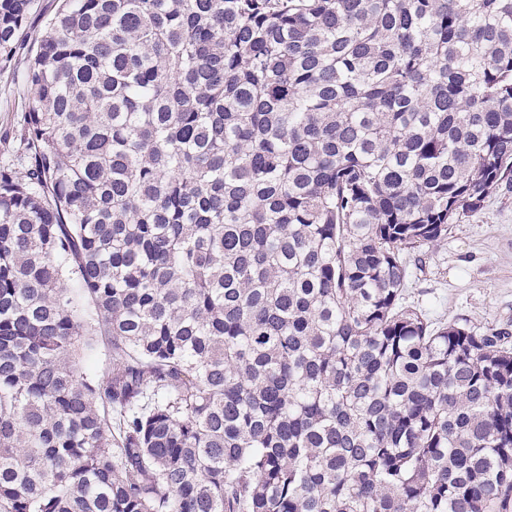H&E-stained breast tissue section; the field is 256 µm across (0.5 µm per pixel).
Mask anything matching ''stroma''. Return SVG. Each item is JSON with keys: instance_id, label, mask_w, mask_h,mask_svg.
<instances>
[{"instance_id": "obj_1", "label": "stroma", "mask_w": 512, "mask_h": 512, "mask_svg": "<svg viewBox=\"0 0 512 512\" xmlns=\"http://www.w3.org/2000/svg\"><path fill=\"white\" fill-rule=\"evenodd\" d=\"M58 0H32L27 26L9 61L0 60V163L19 154L30 104L24 74ZM407 300L433 320L472 327L512 322V186L501 185L475 213L460 216L448 237L413 263Z\"/></svg>"}]
</instances>
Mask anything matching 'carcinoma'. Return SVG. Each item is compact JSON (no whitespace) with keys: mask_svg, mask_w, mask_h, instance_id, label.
<instances>
[{"mask_svg":"<svg viewBox=\"0 0 512 512\" xmlns=\"http://www.w3.org/2000/svg\"><path fill=\"white\" fill-rule=\"evenodd\" d=\"M61 2L0 165V512H512V324L405 301L512 182V0ZM109 351L104 342L96 341L93 351L82 359V368L90 375H101L108 370Z\"/></svg>","mask_w":512,"mask_h":512,"instance_id":"carcinoma-1","label":"carcinoma"}]
</instances>
